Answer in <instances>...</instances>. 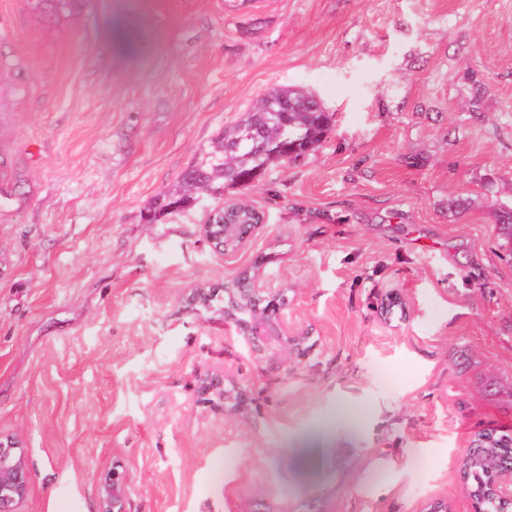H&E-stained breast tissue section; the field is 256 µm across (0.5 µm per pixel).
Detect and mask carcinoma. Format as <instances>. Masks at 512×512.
<instances>
[{
	"label": "carcinoma",
	"mask_w": 512,
	"mask_h": 512,
	"mask_svg": "<svg viewBox=\"0 0 512 512\" xmlns=\"http://www.w3.org/2000/svg\"><path fill=\"white\" fill-rule=\"evenodd\" d=\"M311 93L293 89H274L265 94L257 106L246 112L217 139L211 149L183 177L171 197L184 203L199 192L224 189L237 184L252 171H261L279 159L274 154L283 140H303L306 145L291 156L297 160L313 150L332 123L329 113L312 99L305 111L288 113L289 125L281 120L284 103L296 102ZM512 466V433L490 432L479 435L464 459L470 495L480 512H512V500L501 499L493 492L500 469Z\"/></svg>",
	"instance_id": "1"
}]
</instances>
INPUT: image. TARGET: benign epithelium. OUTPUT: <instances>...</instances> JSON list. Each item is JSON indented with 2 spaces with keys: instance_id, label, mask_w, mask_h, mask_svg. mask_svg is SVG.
<instances>
[{
  "instance_id": "1",
  "label": "benign epithelium",
  "mask_w": 512,
  "mask_h": 512,
  "mask_svg": "<svg viewBox=\"0 0 512 512\" xmlns=\"http://www.w3.org/2000/svg\"><path fill=\"white\" fill-rule=\"evenodd\" d=\"M237 224H203L202 235L215 250L226 252L224 240L239 239ZM230 306L224 308V334L243 338L249 353L269 350L287 355L302 348L305 337L295 333L288 322V305L283 289L271 278L244 274L231 287H225ZM199 393L212 396L235 410L248 403L246 389L224 387V374L217 372L202 379ZM495 493L512 500V469L499 474ZM98 512H127L128 477L117 466L103 467L96 477ZM32 494L28 465L19 440L0 435V512H18Z\"/></svg>"
}]
</instances>
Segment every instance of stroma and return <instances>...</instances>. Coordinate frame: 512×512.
Segmentation results:
<instances>
[{
	"label": "stroma",
	"mask_w": 512,
	"mask_h": 512,
	"mask_svg": "<svg viewBox=\"0 0 512 512\" xmlns=\"http://www.w3.org/2000/svg\"><path fill=\"white\" fill-rule=\"evenodd\" d=\"M319 146L227 189L266 218L229 253L200 153L274 88ZM512 0H0V433L20 512H474L463 455L512 432ZM277 279L304 353L225 337L195 286ZM247 388L238 419L198 400ZM251 212L258 217L257 224H252L249 232L243 236V239H240L238 236V229L240 227L239 224H219L222 218V215L220 212L216 213L214 216L213 221H210V218L208 216L207 221L205 224H202L201 231L202 235L205 238V240L208 242L209 245H211L216 251H219L224 254V251L227 252L230 248L227 246V243H224V238H232L235 239L237 242L239 241L236 246H234L231 249L238 248L241 244H243L246 240V238L254 232L255 229L260 227L262 224L265 223V215L258 209L251 207ZM213 222V223H212ZM199 393L203 396H212L218 399L223 407L227 403L232 404L233 410H241L248 403V394L246 389L233 387L228 390L224 387V374L217 372L205 377L200 381ZM31 494L28 465L19 440L0 435V511L18 512ZM98 512H127L128 477L118 466H104L96 477Z\"/></svg>",
	"instance_id": "stroma-1"
}]
</instances>
